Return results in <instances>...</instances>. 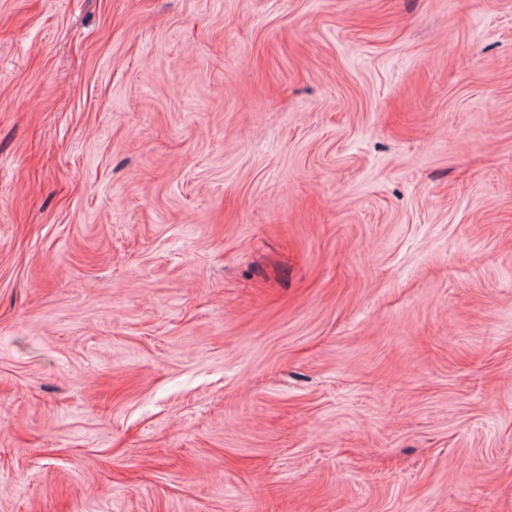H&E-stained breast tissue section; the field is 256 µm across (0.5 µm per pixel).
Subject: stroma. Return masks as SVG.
I'll use <instances>...</instances> for the list:
<instances>
[{
	"label": "stroma",
	"instance_id": "1",
	"mask_svg": "<svg viewBox=\"0 0 512 512\" xmlns=\"http://www.w3.org/2000/svg\"><path fill=\"white\" fill-rule=\"evenodd\" d=\"M0 512H512V0H0Z\"/></svg>",
	"mask_w": 512,
	"mask_h": 512
}]
</instances>
